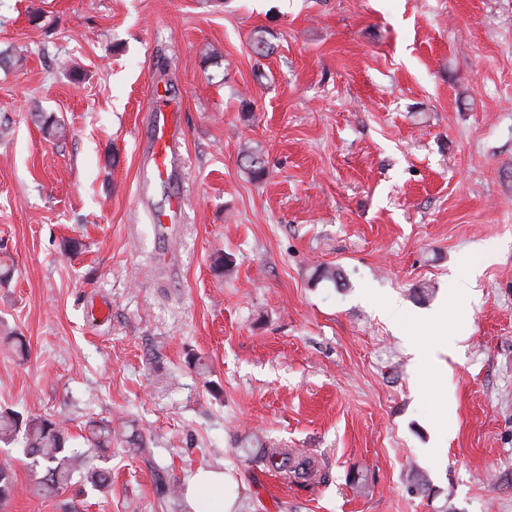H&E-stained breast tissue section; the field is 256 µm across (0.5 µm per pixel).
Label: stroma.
<instances>
[{"label": "stroma", "mask_w": 512, "mask_h": 512, "mask_svg": "<svg viewBox=\"0 0 512 512\" xmlns=\"http://www.w3.org/2000/svg\"><path fill=\"white\" fill-rule=\"evenodd\" d=\"M0 50V411L145 441L48 499L0 442L6 512H192L161 485L206 468L232 512H512V0H0ZM159 99L182 166L145 195ZM438 312L456 351L425 373L405 341ZM183 202L178 196L170 197L168 206L164 211H155L150 213V219L152 224H156V228L159 232L164 233L165 229H168L173 222L180 220L182 215ZM171 222V223H169Z\"/></svg>", "instance_id": "35a3bbf8"}]
</instances>
